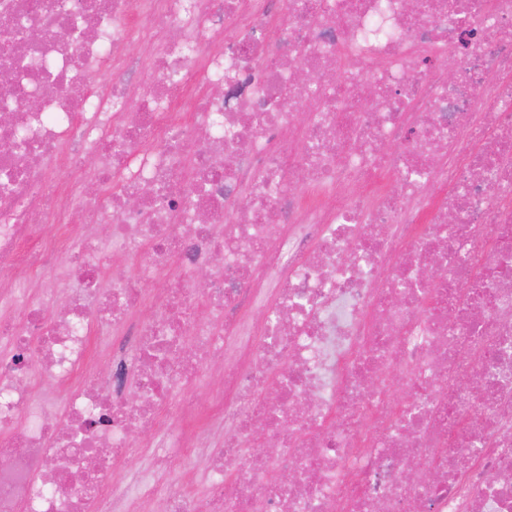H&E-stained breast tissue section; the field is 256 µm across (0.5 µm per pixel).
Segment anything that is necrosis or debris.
I'll return each instance as SVG.
<instances>
[{
    "mask_svg": "<svg viewBox=\"0 0 512 512\" xmlns=\"http://www.w3.org/2000/svg\"><path fill=\"white\" fill-rule=\"evenodd\" d=\"M1 71L0 512H512V0H0ZM153 448H140V453L134 458L119 460L116 463V474L124 478L130 474L147 473L151 469Z\"/></svg>",
    "mask_w": 512,
    "mask_h": 512,
    "instance_id": "obj_1",
    "label": "necrosis or debris"
}]
</instances>
